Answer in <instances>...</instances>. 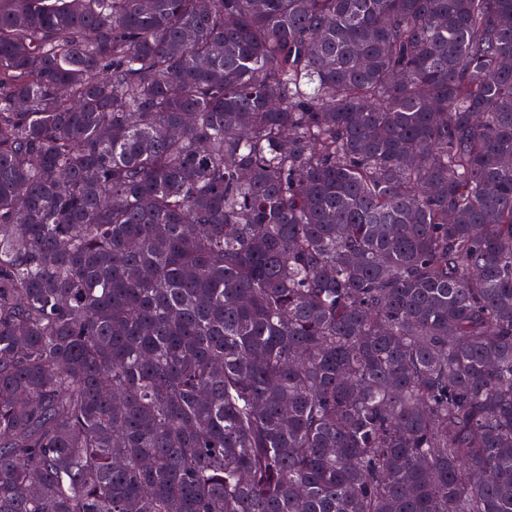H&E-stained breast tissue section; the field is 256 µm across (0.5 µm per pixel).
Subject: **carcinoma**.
<instances>
[{"label": "carcinoma", "instance_id": "carcinoma-1", "mask_svg": "<svg viewBox=\"0 0 512 512\" xmlns=\"http://www.w3.org/2000/svg\"><path fill=\"white\" fill-rule=\"evenodd\" d=\"M0 512H512V0H0Z\"/></svg>", "mask_w": 512, "mask_h": 512}]
</instances>
